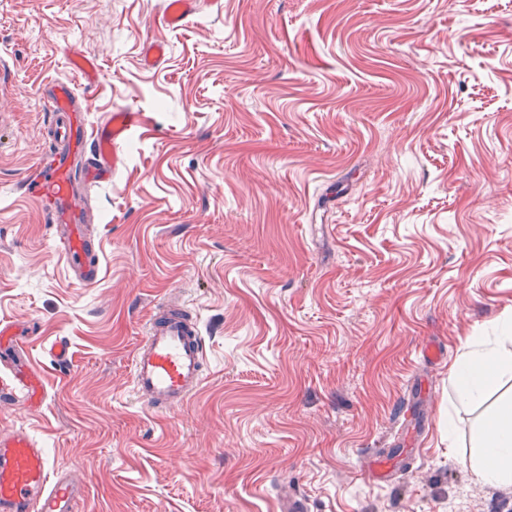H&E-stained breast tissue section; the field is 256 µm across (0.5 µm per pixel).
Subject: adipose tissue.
<instances>
[{"label": "adipose tissue", "instance_id": "obj_1", "mask_svg": "<svg viewBox=\"0 0 512 512\" xmlns=\"http://www.w3.org/2000/svg\"><path fill=\"white\" fill-rule=\"evenodd\" d=\"M496 329V337L470 343L451 371L458 392L467 402H484L503 378L512 377V319L500 320ZM472 469L486 482H512V403L487 420Z\"/></svg>", "mask_w": 512, "mask_h": 512}]
</instances>
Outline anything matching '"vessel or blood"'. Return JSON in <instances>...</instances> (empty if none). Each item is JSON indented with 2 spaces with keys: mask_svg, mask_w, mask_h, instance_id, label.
<instances>
[{
  "mask_svg": "<svg viewBox=\"0 0 512 512\" xmlns=\"http://www.w3.org/2000/svg\"><path fill=\"white\" fill-rule=\"evenodd\" d=\"M222 0H167L159 21L172 30L185 27L203 10L220 11ZM70 66L74 80H56L45 85L42 97L48 103L50 126L43 157L29 168L21 188L38 202L58 233L65 266L75 282L92 285L101 274L95 246L83 226L86 208L75 194L77 179L93 183L110 181L121 160V148L137 131L142 114L124 106L113 110L94 133H87L75 79L94 82L100 73L96 59L72 50ZM90 154L81 171H74V156ZM205 361L199 325L176 297L167 298L153 315L142 343L131 362L132 389L140 402L154 412H174L197 392ZM33 376L28 367L15 369L0 379V396L31 401ZM424 432L423 421L399 439L400 454L374 458L368 476L388 481L399 469L411 445ZM80 490L70 479L56 473L39 442L25 428L0 431V512H78Z\"/></svg>",
  "mask_w": 512,
  "mask_h": 512,
  "instance_id": "vessel-or-blood-1",
  "label": "vessel or blood"
}]
</instances>
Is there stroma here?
<instances>
[{"instance_id":"stroma-1","label":"stroma","mask_w":512,"mask_h":512,"mask_svg":"<svg viewBox=\"0 0 512 512\" xmlns=\"http://www.w3.org/2000/svg\"><path fill=\"white\" fill-rule=\"evenodd\" d=\"M223 3L170 30L165 0H0V320L29 326L43 394L1 401L0 429L40 438L83 512H280L291 492L309 512H512V483L469 464L494 404L450 379L512 317V0ZM148 41L168 46L154 66ZM73 46L101 66L90 125L143 114L84 190L90 286L20 188ZM172 294L206 369L157 415L131 353ZM420 381L412 468L368 481Z\"/></svg>"}]
</instances>
